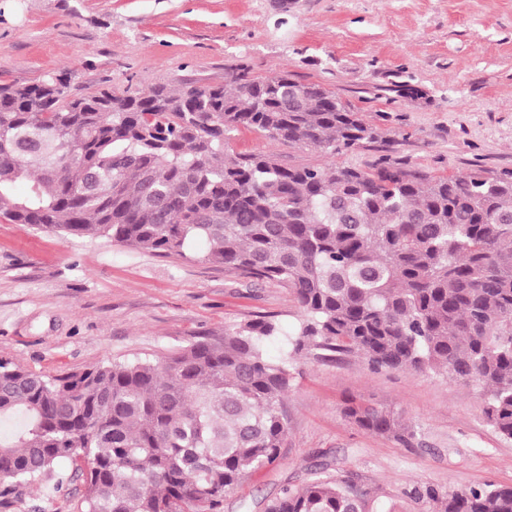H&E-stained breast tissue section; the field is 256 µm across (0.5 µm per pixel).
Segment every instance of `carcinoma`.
Listing matches in <instances>:
<instances>
[{
  "mask_svg": "<svg viewBox=\"0 0 512 512\" xmlns=\"http://www.w3.org/2000/svg\"><path fill=\"white\" fill-rule=\"evenodd\" d=\"M0 85V217L64 236L107 238L204 259L285 288L299 323L288 358L246 320L157 362L108 363L48 377L0 360V498L16 482L83 477L75 512H224V497L273 465L288 436V359L354 354L373 370L441 371L481 385L486 415L512 440V170L431 178L388 163L284 166L233 154L249 128L335 156L376 139L319 84L232 72L222 86L103 88L75 95L74 70ZM27 183L18 195L15 185ZM358 427L408 444L384 407L351 403ZM437 512H512V488L439 498ZM259 512H378L350 480L286 486Z\"/></svg>",
  "mask_w": 512,
  "mask_h": 512,
  "instance_id": "cac0c4a2",
  "label": "carcinoma"
}]
</instances>
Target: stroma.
<instances>
[{
  "label": "stroma",
  "mask_w": 512,
  "mask_h": 512,
  "mask_svg": "<svg viewBox=\"0 0 512 512\" xmlns=\"http://www.w3.org/2000/svg\"><path fill=\"white\" fill-rule=\"evenodd\" d=\"M291 75L351 103L379 137L328 156L232 131L228 151L284 165L374 168L424 176L512 170V0H0V84L77 70L79 93L220 85L232 70ZM420 89L398 95L395 85ZM258 315L298 321L285 288L247 286L201 258L161 257L106 238L0 218V359L48 376L156 360ZM288 437L274 465L226 496L224 512L323 470L349 476L386 512H434L439 495L512 487V440L483 390L447 373L374 371L358 357L292 361ZM371 402L412 425L405 447L344 414ZM39 479L0 512H71L83 481Z\"/></svg>",
  "instance_id": "35a3bbf8"
}]
</instances>
